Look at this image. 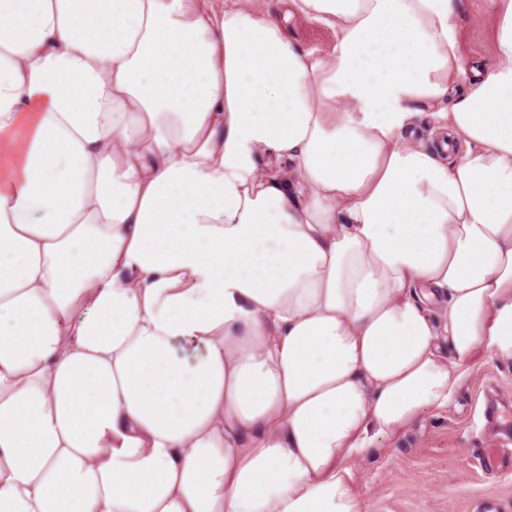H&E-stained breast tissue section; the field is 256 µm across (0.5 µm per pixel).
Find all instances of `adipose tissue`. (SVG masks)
Returning a JSON list of instances; mask_svg holds the SVG:
<instances>
[{
  "label": "adipose tissue",
  "mask_w": 512,
  "mask_h": 512,
  "mask_svg": "<svg viewBox=\"0 0 512 512\" xmlns=\"http://www.w3.org/2000/svg\"><path fill=\"white\" fill-rule=\"evenodd\" d=\"M0 0V512H365L512 362V0ZM463 157L450 164L455 150ZM455 26L459 66L453 88L470 82L473 70L490 65L496 57L497 46L493 30L495 17L489 0H462ZM457 91V88H455ZM287 29L296 46L322 58H331L336 45V30L296 17L287 22Z\"/></svg>",
  "instance_id": "1"
}]
</instances>
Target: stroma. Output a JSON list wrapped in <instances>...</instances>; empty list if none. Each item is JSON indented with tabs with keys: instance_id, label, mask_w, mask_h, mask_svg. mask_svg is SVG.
<instances>
[{
	"instance_id": "35a3bbf8",
	"label": "stroma",
	"mask_w": 512,
	"mask_h": 512,
	"mask_svg": "<svg viewBox=\"0 0 512 512\" xmlns=\"http://www.w3.org/2000/svg\"><path fill=\"white\" fill-rule=\"evenodd\" d=\"M489 0H462L455 26L459 69L455 85L497 54ZM287 29L296 46L322 58L334 55L336 31L294 18ZM512 452V363L477 365L455 402L425 411L403 434L381 441L355 468L366 512H512V473L490 474L482 450Z\"/></svg>"
}]
</instances>
